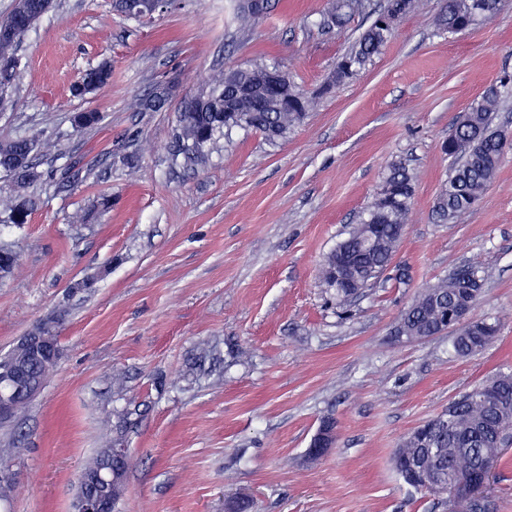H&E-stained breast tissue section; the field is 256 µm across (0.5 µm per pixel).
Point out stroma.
<instances>
[{"instance_id":"35a3bbf8","label":"stroma","mask_w":512,"mask_h":512,"mask_svg":"<svg viewBox=\"0 0 512 512\" xmlns=\"http://www.w3.org/2000/svg\"><path fill=\"white\" fill-rule=\"evenodd\" d=\"M385 2L328 29L327 0H270L242 30L236 0H179L149 20L112 0H53L23 36L0 140L51 149L35 157L39 208L0 226L21 255L0 282V356L49 322L61 357L27 413L0 422L16 484L0 512H73L84 461L108 444L132 460L116 512H448L392 456L460 394L512 372V149L465 217L435 214L442 142L512 74V0L459 34L441 24L445 0H420L380 55L328 87ZM259 58L317 93L304 122L276 142L236 130L204 163L174 164L186 103ZM103 65L108 84L74 96ZM159 93L160 107L132 109ZM87 111L100 121L76 130ZM399 161L416 176L402 245L344 316L322 260ZM468 264L486 276L472 316L498 321L497 340L462 357L449 331L396 336L418 292ZM328 419L336 444L309 459Z\"/></svg>"}]
</instances>
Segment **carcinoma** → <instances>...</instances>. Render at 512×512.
Listing matches in <instances>:
<instances>
[{"instance_id": "carcinoma-1", "label": "carcinoma", "mask_w": 512, "mask_h": 512, "mask_svg": "<svg viewBox=\"0 0 512 512\" xmlns=\"http://www.w3.org/2000/svg\"><path fill=\"white\" fill-rule=\"evenodd\" d=\"M499 0H446L443 23L450 32H463L489 21L497 12ZM415 0H387L357 43L336 62L334 82L341 83L356 75L371 59L380 54L394 33V21L412 9ZM269 7V0L259 5L255 0H238L236 18L248 27ZM364 0H328L321 24L341 28L347 19L362 10ZM19 41H0V65L21 68L17 54ZM268 69L281 71L275 62L262 59L233 66L212 76L184 111L179 113V149L187 163L202 160L216 139L235 128L262 133L269 141L288 136L301 124L313 101L283 72L275 88L261 93L257 74ZM512 86V75L490 84L457 119L452 133L442 146L452 161V172L439 192L435 212L443 221H457L466 214L494 181L504 152L512 147V133L491 126L490 115L501 104L503 92ZM235 91V109L224 111V95ZM32 139L15 137L0 142V171L6 173L13 192L0 200V223L26 224L38 207L39 198L30 188L38 180ZM415 192L413 172L402 163L391 166L373 202L358 224L352 226L325 257L321 273L333 290L336 303H348L362 289L375 284L391 265L402 242V229ZM20 254L9 246L0 247V268L11 273L19 265ZM485 282L483 271L464 266L448 277L422 289L401 313L395 332L408 339L430 337L441 328L460 327L454 337L456 354L477 353L497 337L499 325L487 319H472L459 326L460 311L468 302L477 303ZM32 381L42 385L55 368L43 359H22ZM512 418V373L500 372L461 395L450 428L443 429L428 420L434 447L440 451L446 475L464 478L476 466L489 468L502 458L503 446L493 430L502 428ZM425 467L434 465L430 449L421 444L417 431L405 436L396 448L393 466L410 487L418 486L406 473L413 462ZM110 469L118 477L114 496L124 491L129 459L121 448H101L84 465L81 475L90 477Z\"/></svg>"}]
</instances>
